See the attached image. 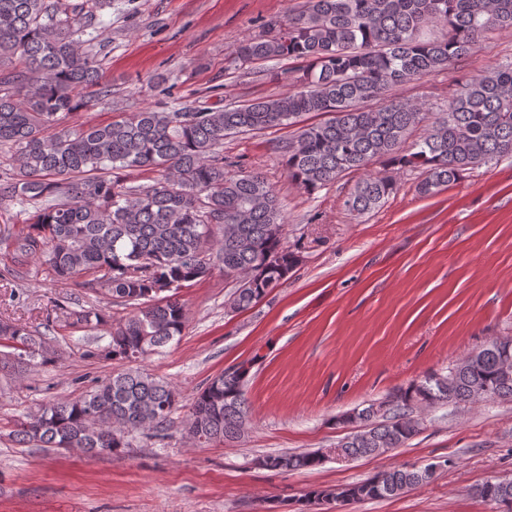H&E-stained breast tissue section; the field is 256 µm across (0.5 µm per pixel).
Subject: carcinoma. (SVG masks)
<instances>
[{"label":"carcinoma","instance_id":"cac0c4a2","mask_svg":"<svg viewBox=\"0 0 512 512\" xmlns=\"http://www.w3.org/2000/svg\"><path fill=\"white\" fill-rule=\"evenodd\" d=\"M112 0H0V58L20 66L0 75V146L13 173L0 179V205L29 213L22 232L7 235L14 266L32 259L60 280H74L131 308L114 320L102 309L75 312L73 327L110 337L89 351L130 364L77 397L54 400L16 423L15 441L34 448H90L120 456L128 436L168 434L180 407L176 387L135 366L182 335L187 312L179 292L224 271L234 282L232 312L253 308L288 280L300 255L288 249L274 188L259 173L233 170L224 140L306 115L275 145L288 178L314 191L346 173L365 172L343 202L357 215L396 190L391 175L366 173L376 162L421 170L419 194L463 180L474 168L512 155V64L470 79L425 132L422 106L387 98L393 88L446 70L474 55L491 30L512 29V0H305L274 35L232 51L240 64L271 59L296 63L300 88L247 104L214 109H144L106 124L55 132L71 114L93 105L86 90L105 93L104 72L83 48L86 30ZM428 26L445 33L420 37ZM152 170V182L128 183L125 172ZM0 371L25 379L61 360V352L28 326L0 317ZM512 337L489 341L445 371H431L344 422L356 431L325 451L282 452L258 459L264 468L307 470L331 456L344 460L401 448L422 425L420 412L480 402H512ZM243 367L209 380L193 401L185 433L198 444L226 443L247 432ZM451 458L423 467L395 466L345 487L308 492L318 505L390 499L435 481ZM497 504L512 503V481L490 478L475 489Z\"/></svg>","mask_w":512,"mask_h":512}]
</instances>
